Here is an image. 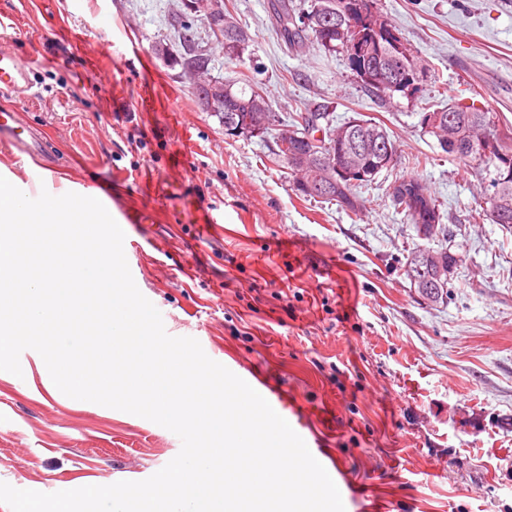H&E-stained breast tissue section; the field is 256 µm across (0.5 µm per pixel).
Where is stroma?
I'll use <instances>...</instances> for the list:
<instances>
[{
	"mask_svg": "<svg viewBox=\"0 0 512 512\" xmlns=\"http://www.w3.org/2000/svg\"><path fill=\"white\" fill-rule=\"evenodd\" d=\"M187 2L0 0V46L33 61L32 89H0V110L46 139L36 159L0 147V176L34 196L109 189L118 222L141 210L125 256L167 333L234 374L265 371L301 415L333 416L332 455L355 487L345 512H512V227L479 218L485 181L421 126L451 100L512 124V0H375L428 69L421 92L389 102L361 91L345 56L286 48L271 0H232L252 38L239 60L198 24L211 79L250 75L281 119L329 102L334 123L360 113L387 129L395 167L358 189L357 215L299 196L268 144L225 135L155 54L179 44ZM411 176L450 230L428 248L465 257L444 303L401 270L421 242L389 191ZM180 449L145 418L0 371V482L141 481Z\"/></svg>",
	"mask_w": 512,
	"mask_h": 512,
	"instance_id": "35a3bbf8",
	"label": "stroma"
}]
</instances>
